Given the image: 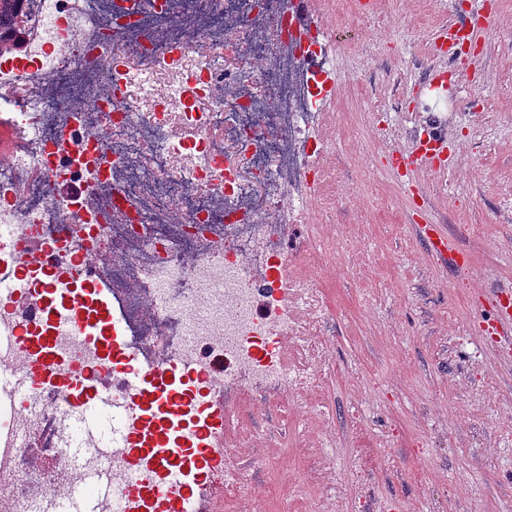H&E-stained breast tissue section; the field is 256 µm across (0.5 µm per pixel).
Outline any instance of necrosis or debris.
Returning a JSON list of instances; mask_svg holds the SVG:
<instances>
[{"label": "necrosis or debris", "mask_w": 512, "mask_h": 512, "mask_svg": "<svg viewBox=\"0 0 512 512\" xmlns=\"http://www.w3.org/2000/svg\"><path fill=\"white\" fill-rule=\"evenodd\" d=\"M21 51L0 47V271L27 238L52 259L85 255L112 284L133 355L224 371L208 392L227 413L276 406L305 412L322 386L331 309L318 259L289 258L327 177L322 93L335 67L317 27L298 35L285 0H29ZM118 79L121 93L99 86ZM62 93L45 96L46 84ZM79 180V195L57 193ZM41 412L16 427L55 454L65 401L35 384ZM320 442L294 439L303 475L289 478L281 512H344L338 493L364 451L339 466L323 419ZM225 452L238 512H255L249 464L264 440ZM84 486L73 469L38 473L27 454L0 468V512H32L41 481Z\"/></svg>", "instance_id": "obj_1"}]
</instances>
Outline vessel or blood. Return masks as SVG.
<instances>
[{
    "label": "vessel or blood",
    "mask_w": 512,
    "mask_h": 512,
    "mask_svg": "<svg viewBox=\"0 0 512 512\" xmlns=\"http://www.w3.org/2000/svg\"><path fill=\"white\" fill-rule=\"evenodd\" d=\"M48 250L32 240L22 252V272L38 274L33 283L0 276V301L15 306L12 321L0 325V396L34 409V383L55 387L68 399L59 461L77 465L93 456L103 464L88 473L82 491L57 485L38 491L34 512H103L117 496L159 504V512H199L200 477L224 465V409L197 407L217 369L203 372L170 360L146 364L124 352L112 333V300L97 282V267L50 265ZM65 331L86 336L99 355L95 366L78 370L61 353L57 339ZM20 345L29 353L23 369L7 358ZM111 380L123 389V404H113L105 389ZM27 445V437L0 427V465ZM115 453L128 460L118 491L104 464Z\"/></svg>",
    "instance_id": "1"
}]
</instances>
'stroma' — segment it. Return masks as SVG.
<instances>
[{"instance_id":"obj_1","label":"stroma","mask_w":512,"mask_h":512,"mask_svg":"<svg viewBox=\"0 0 512 512\" xmlns=\"http://www.w3.org/2000/svg\"><path fill=\"white\" fill-rule=\"evenodd\" d=\"M335 35L340 71L325 112L328 177L307 210L310 253L327 255L322 286L334 314L317 400L336 427L335 458L365 449L348 496L389 512H512V356L487 328L512 296V0H305ZM482 28L478 51L443 83L438 31ZM448 142L408 175L389 163L413 154L430 126ZM435 225L464 268L418 231ZM280 421L253 461L258 512H279L288 467ZM428 479L419 482L418 470Z\"/></svg>"}]
</instances>
